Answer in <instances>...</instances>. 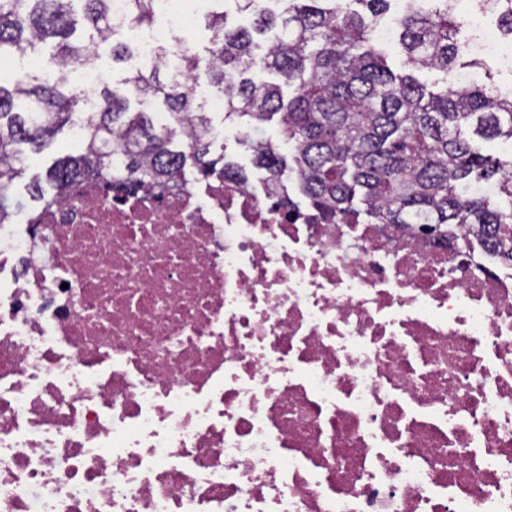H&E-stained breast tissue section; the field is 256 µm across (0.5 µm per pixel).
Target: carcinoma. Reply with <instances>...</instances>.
Wrapping results in <instances>:
<instances>
[{"mask_svg":"<svg viewBox=\"0 0 512 512\" xmlns=\"http://www.w3.org/2000/svg\"><path fill=\"white\" fill-rule=\"evenodd\" d=\"M235 0L252 28H230L227 13L212 15L213 47L206 70L224 93V118L248 130L243 145L271 188L290 171L303 193L337 215H362L375 224H423L446 236L456 224L482 226L483 247L512 264V156L493 159L473 137L512 142V97L483 87L431 91L413 70L450 72L466 58L462 22L452 0H406L397 19L408 73L389 68L376 47L374 26L391 0ZM498 2V19L512 36V0ZM125 14L153 24L157 0H124ZM275 32L258 57L254 35ZM110 0H0V57L43 54L49 39L53 69L0 83V213L20 203L10 189L29 154L43 151L64 127L80 130L78 147L49 167L46 182L27 185L31 199L49 205L72 186L97 180L121 191L176 186L187 163L202 176L240 172L211 153L212 123L188 86L167 74L168 47H158L152 70L131 69L123 91L102 81L96 111L82 112L72 68H94L96 52L112 43V62L131 56L114 39ZM276 75L277 81L256 78ZM292 93L284 95L283 88ZM137 90L167 106L165 125L149 112L130 111ZM277 121L279 145L263 136Z\"/></svg>","mask_w":512,"mask_h":512,"instance_id":"carcinoma-1","label":"carcinoma"}]
</instances>
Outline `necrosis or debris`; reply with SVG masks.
Masks as SVG:
<instances>
[{"mask_svg": "<svg viewBox=\"0 0 512 512\" xmlns=\"http://www.w3.org/2000/svg\"><path fill=\"white\" fill-rule=\"evenodd\" d=\"M0 512H512V265L234 174L2 217Z\"/></svg>", "mask_w": 512, "mask_h": 512, "instance_id": "obj_1", "label": "necrosis or debris"}]
</instances>
